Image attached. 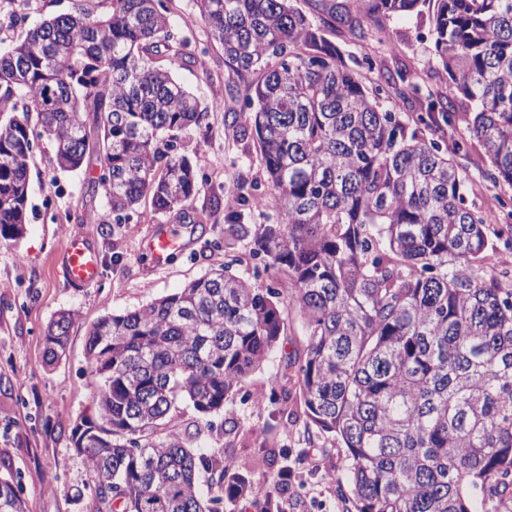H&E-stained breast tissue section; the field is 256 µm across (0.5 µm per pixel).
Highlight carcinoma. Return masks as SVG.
I'll use <instances>...</instances> for the list:
<instances>
[{
  "mask_svg": "<svg viewBox=\"0 0 512 512\" xmlns=\"http://www.w3.org/2000/svg\"><path fill=\"white\" fill-rule=\"evenodd\" d=\"M224 63L260 77L242 108L275 193L271 224H243L257 198L236 185L229 237H249L256 287L237 256L186 287L89 332L97 414L71 432L85 460L90 512H222L251 499L248 478L220 448L201 454L173 431L181 407L211 417L288 333L283 287L305 329L297 370L309 424L348 461L342 498L359 512H512V289L484 274L491 245L454 157L409 129L405 92L368 91L328 38L341 26L376 33L336 0L308 15L293 0H192ZM420 0H367L373 21ZM434 54L447 93L428 106L486 149L482 176L512 187V0H438ZM164 0H73L0 53V237L27 219L29 166L46 138L66 171L99 155L101 223H140L137 206L182 224L203 186L181 139L208 112L175 77L191 62ZM268 59L277 60L272 68ZM463 96L458 111L451 99ZM37 113L38 126L29 123ZM100 130L90 145L84 114ZM73 313L47 326L44 361L64 353ZM208 475L202 495L197 477ZM256 512H285L291 470ZM7 512H24L0 480Z\"/></svg>",
  "mask_w": 512,
  "mask_h": 512,
  "instance_id": "carcinoma-1",
  "label": "carcinoma"
}]
</instances>
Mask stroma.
I'll list each match as a JSON object with an SVG mask.
<instances>
[{"instance_id":"stroma-1","label":"stroma","mask_w":512,"mask_h":512,"mask_svg":"<svg viewBox=\"0 0 512 512\" xmlns=\"http://www.w3.org/2000/svg\"><path fill=\"white\" fill-rule=\"evenodd\" d=\"M72 0H0V50L8 49L26 25L10 24L12 10L38 22L69 12ZM176 30L188 37L195 60L175 75L196 94L208 116L183 152L206 177L190 205V222L181 226L185 247L166 263H155L150 243L161 228L159 218L142 204L137 224H102L97 212L105 207L96 187L98 160L76 171L56 167L48 141H40L30 161L28 222L21 239L0 238V477L14 482L25 512H88V476L84 458L71 442V431L96 414L88 374L87 340L94 323L108 314H122L164 297L200 278L224 262L225 203L228 191L246 181L265 203L249 212V224L264 223L273 191L261 161L259 146L239 138L227 115L243 107L255 75L238 77L224 63V52L205 24L195 17L191 0H170ZM435 0H425L408 15L382 20L381 40L364 46L344 33L332 40L347 63L370 88L385 84L390 74L405 71L418 93L398 106L401 119L414 123L428 104L444 92L447 76L438 65L431 35ZM426 138L442 146L466 144L460 162L470 180L467 202L486 211L490 229L512 223V210L500 199L512 197V187L481 179L488 162L484 146L462 129L443 124L423 127ZM77 235L95 250L100 264L96 282L84 288L69 285L61 275L66 240ZM74 315L68 344L54 365L43 362L44 332L59 312ZM279 358L271 356L246 380L241 392L229 396L215 415L214 430H197L198 418L186 410L178 428L194 449L223 448L225 457L250 478L257 495L273 490L282 467L292 471L288 512H357L340 496L336 478L346 465L343 448L334 437L308 436L296 373L278 374ZM232 433H224L225 421Z\"/></svg>"}]
</instances>
